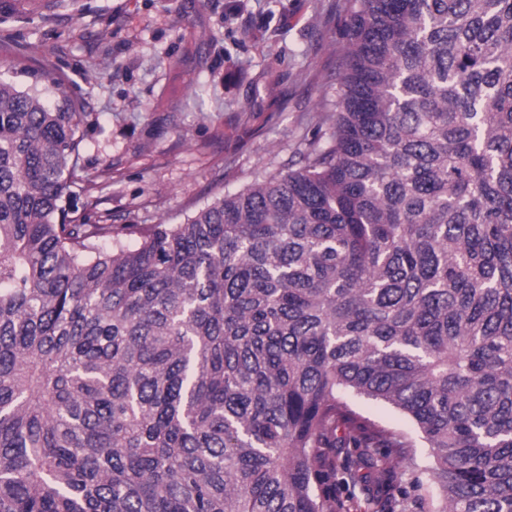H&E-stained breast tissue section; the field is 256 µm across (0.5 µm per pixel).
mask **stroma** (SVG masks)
I'll return each mask as SVG.
<instances>
[{
  "label": "stroma",
  "instance_id": "35a3bbf8",
  "mask_svg": "<svg viewBox=\"0 0 512 512\" xmlns=\"http://www.w3.org/2000/svg\"><path fill=\"white\" fill-rule=\"evenodd\" d=\"M342 0H0V61L68 80L90 123L77 206L180 224L317 131Z\"/></svg>",
  "mask_w": 512,
  "mask_h": 512
}]
</instances>
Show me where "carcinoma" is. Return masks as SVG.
<instances>
[{
	"label": "carcinoma",
	"instance_id": "obj_1",
	"mask_svg": "<svg viewBox=\"0 0 512 512\" xmlns=\"http://www.w3.org/2000/svg\"><path fill=\"white\" fill-rule=\"evenodd\" d=\"M342 10L297 167L134 246L68 217L90 113L0 73V512H343L402 461L512 512V0ZM353 408L372 420L388 426L402 429L409 433L416 444L417 454L426 457L428 448L412 422L392 407L375 401L363 399L351 400ZM336 487V496L351 506V512H375L376 508L370 499L372 491H368L363 484H358L354 489L342 485ZM351 494L353 500L347 501Z\"/></svg>",
	"mask_w": 512,
	"mask_h": 512
}]
</instances>
